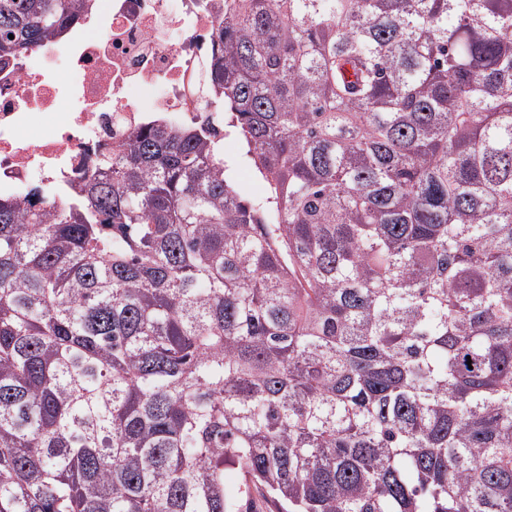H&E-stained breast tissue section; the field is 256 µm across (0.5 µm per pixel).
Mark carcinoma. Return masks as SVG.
I'll use <instances>...</instances> for the list:
<instances>
[{
  "mask_svg": "<svg viewBox=\"0 0 512 512\" xmlns=\"http://www.w3.org/2000/svg\"><path fill=\"white\" fill-rule=\"evenodd\" d=\"M200 95L279 223L209 122L0 195V512H512V0H224Z\"/></svg>",
  "mask_w": 512,
  "mask_h": 512,
  "instance_id": "1",
  "label": "carcinoma"
}]
</instances>
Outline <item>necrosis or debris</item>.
Returning <instances> with one entry per match:
<instances>
[{
  "label": "necrosis or debris",
  "mask_w": 512,
  "mask_h": 512,
  "mask_svg": "<svg viewBox=\"0 0 512 512\" xmlns=\"http://www.w3.org/2000/svg\"><path fill=\"white\" fill-rule=\"evenodd\" d=\"M222 15L223 0H86L67 35L0 58V193L50 207L143 123L210 119L195 88Z\"/></svg>",
  "instance_id": "4bbe7bcc"
}]
</instances>
